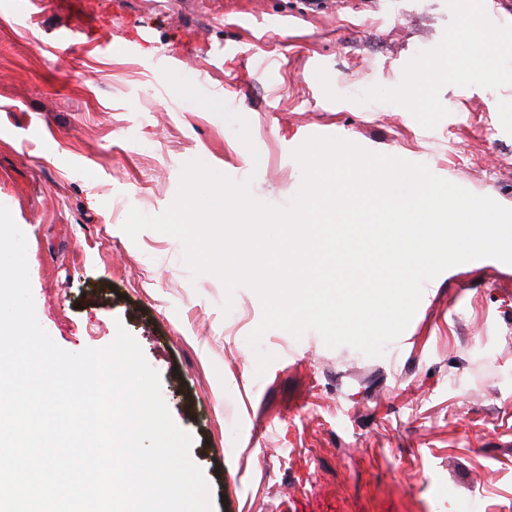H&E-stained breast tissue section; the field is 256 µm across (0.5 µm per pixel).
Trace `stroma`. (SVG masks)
<instances>
[{
    "label": "stroma",
    "instance_id": "stroma-1",
    "mask_svg": "<svg viewBox=\"0 0 512 512\" xmlns=\"http://www.w3.org/2000/svg\"><path fill=\"white\" fill-rule=\"evenodd\" d=\"M35 2L26 22L0 0V204L52 340L77 353L133 336L213 512H512V265L481 258L427 282L379 357L270 330L259 377L257 294L239 288L223 313L222 282L192 276L177 239L122 230L130 209L163 213L193 159L287 205L302 185L292 152L314 135L512 208V57L492 82L441 70L418 104L402 94L408 71L467 56L448 43L467 16L511 41L512 0H334L320 14L299 0H85L95 47L61 41L68 16ZM179 52L177 73L249 120L258 157L173 92L161 69Z\"/></svg>",
    "mask_w": 512,
    "mask_h": 512
}]
</instances>
